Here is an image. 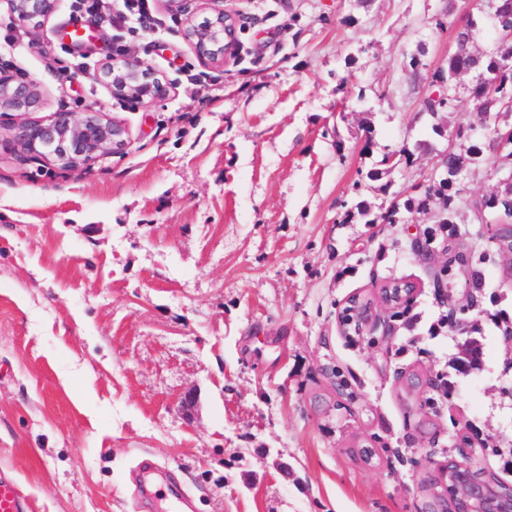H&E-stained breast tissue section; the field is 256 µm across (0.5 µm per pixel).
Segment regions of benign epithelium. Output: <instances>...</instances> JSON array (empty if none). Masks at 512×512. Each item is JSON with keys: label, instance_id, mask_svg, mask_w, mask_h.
<instances>
[{"label": "benign epithelium", "instance_id": "7a95c632", "mask_svg": "<svg viewBox=\"0 0 512 512\" xmlns=\"http://www.w3.org/2000/svg\"><path fill=\"white\" fill-rule=\"evenodd\" d=\"M20 22L33 28L41 27L55 12L56 0H6ZM234 25L223 11L191 24L184 37L203 62L222 63L233 38ZM101 80L112 95L141 101H160L169 96L171 83L154 69L133 59L108 58L101 64ZM41 98L32 81L17 79L0 72V112H35ZM126 128L98 112H87L77 120L69 112H58L47 123L24 122L17 126L15 141L20 158L49 154L66 167H79L108 154L122 151L127 144ZM455 474L456 497L463 502L481 505V512H512V499L503 504L495 495L491 479L473 481L465 476L469 465L464 460L448 456Z\"/></svg>", "mask_w": 512, "mask_h": 512}]
</instances>
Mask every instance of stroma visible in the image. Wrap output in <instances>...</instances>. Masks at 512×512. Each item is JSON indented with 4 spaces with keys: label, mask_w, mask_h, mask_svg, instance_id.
Listing matches in <instances>:
<instances>
[{
    "label": "stroma",
    "mask_w": 512,
    "mask_h": 512,
    "mask_svg": "<svg viewBox=\"0 0 512 512\" xmlns=\"http://www.w3.org/2000/svg\"><path fill=\"white\" fill-rule=\"evenodd\" d=\"M71 4L27 33L0 0V39L23 45L0 67L41 92L27 118L94 110L129 132L121 153L65 170L20 162L25 117L0 115V478L27 512H164L137 492L144 461L192 512H430L422 485L470 424L505 450H470L472 467L512 484V346L492 320L512 318V261L469 208L503 191L506 171L485 160L456 181L458 224L491 254L467 314L483 364L466 376L449 364L454 332L432 330L448 310L433 287L446 258L425 263L412 245L432 215L370 224L355 212L428 185L459 125L469 143L489 138L472 75L454 111L421 110L467 18L472 51L496 42L481 0H182L175 13L153 0L167 33L105 23L81 46L64 36ZM220 10L235 42L205 63L184 30ZM120 41L169 80L167 98L119 100L98 80ZM404 147L410 163L374 189L368 172ZM393 280L415 284L416 324L378 303L391 335L345 336L347 299L376 300ZM330 365L358 395L352 410L336 406ZM413 372L433 386L408 392ZM432 396L434 414L420 408Z\"/></svg>",
    "instance_id": "obj_1"
}]
</instances>
